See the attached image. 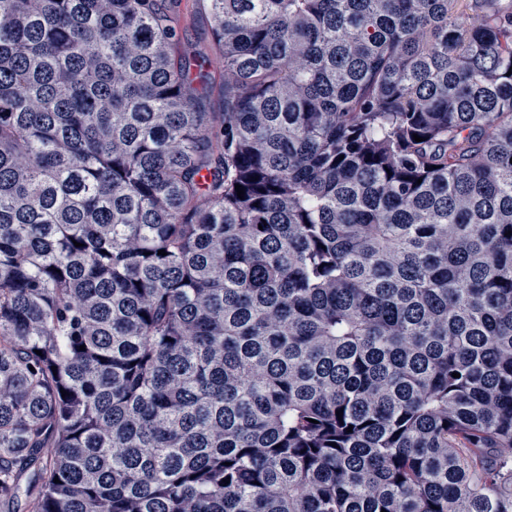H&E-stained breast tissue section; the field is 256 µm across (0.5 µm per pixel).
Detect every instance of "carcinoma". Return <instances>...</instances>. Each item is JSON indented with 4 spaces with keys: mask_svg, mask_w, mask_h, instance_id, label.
Wrapping results in <instances>:
<instances>
[{
    "mask_svg": "<svg viewBox=\"0 0 512 512\" xmlns=\"http://www.w3.org/2000/svg\"><path fill=\"white\" fill-rule=\"evenodd\" d=\"M166 2L0 0V509L512 512V0ZM168 14L173 26L183 38L185 48L207 56L212 63V80L209 86L207 111L222 112V67L215 54L211 38V22L207 12L194 0H168Z\"/></svg>",
    "mask_w": 512,
    "mask_h": 512,
    "instance_id": "1",
    "label": "carcinoma"
}]
</instances>
